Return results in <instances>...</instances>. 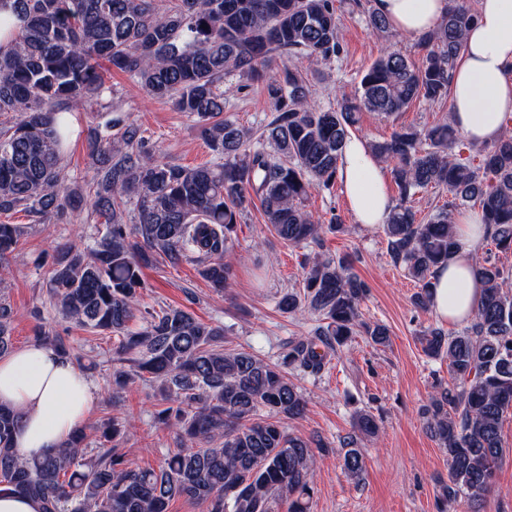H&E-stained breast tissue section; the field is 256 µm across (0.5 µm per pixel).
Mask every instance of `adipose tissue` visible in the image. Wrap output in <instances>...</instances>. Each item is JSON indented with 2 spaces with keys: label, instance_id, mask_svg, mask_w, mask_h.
<instances>
[{
  "label": "adipose tissue",
  "instance_id": "obj_1",
  "mask_svg": "<svg viewBox=\"0 0 512 512\" xmlns=\"http://www.w3.org/2000/svg\"><path fill=\"white\" fill-rule=\"evenodd\" d=\"M393 33L420 39L433 30L448 0H374ZM453 125L472 142L497 140L512 113V0H479L478 18L466 34V49L450 86ZM338 179L357 223L385 224L395 203L380 163L359 137L350 138L339 162ZM458 248L435 269L431 307L441 319L463 324L483 293L474 257L485 235L475 210L456 214ZM95 402L91 381L47 345H26L0 355V404L21 417L14 436L21 454L66 445Z\"/></svg>",
  "mask_w": 512,
  "mask_h": 512
}]
</instances>
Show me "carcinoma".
Segmentation results:
<instances>
[{
	"label": "carcinoma",
	"instance_id": "1",
	"mask_svg": "<svg viewBox=\"0 0 512 512\" xmlns=\"http://www.w3.org/2000/svg\"><path fill=\"white\" fill-rule=\"evenodd\" d=\"M13 0L25 24L11 50H0V214L24 211L63 216L71 202L61 166L68 136L66 108L86 101L112 117L94 129L90 207L105 218L104 233L84 250L71 245L54 258L48 288L62 320L120 336V366L112 391L150 375L167 407L158 418L180 442L159 469H135L118 441L131 420L101 421L97 445L78 430L62 448L30 456L13 447L19 416L0 404V492L29 497L39 512H167L184 497L204 512H309L314 449L322 440L286 432L281 419L306 411L303 393L287 370L319 374L358 333L366 283L342 261L316 258L305 267L302 290L278 302L285 313L309 312L319 324L288 342L277 363L225 345V329L178 308L139 307L141 269L161 258L198 265L212 288L229 287L224 253L238 220L260 200L266 222L290 245H321L337 221L318 224L306 210L311 190L338 179V161L358 113L396 117L416 100L448 98L453 72L465 50L464 35L477 11L468 0H449L448 12L417 44L416 62L384 49L352 95L337 107L310 104V89L292 68L267 71L270 55L327 59L341 49L335 0ZM124 73L149 94L193 117L212 163L184 167L157 159L143 130L103 102L106 78L100 61ZM239 76L264 85L276 115L254 139L224 117L221 85ZM463 136L452 124L402 126L371 145L391 165L399 202L384 233L390 255L421 291L415 304L431 305L432 275L456 252L454 213L476 207L486 238L512 251V136L479 150L481 159L455 149ZM438 188L451 201L420 222L410 201ZM17 228L0 223V261L14 255ZM485 284L473 322L461 334L428 329L423 352L448 361V383L438 384L422 408L425 425L448 456V484L441 503L477 505L493 486L503 459L500 429L512 410V274L491 256L476 260ZM12 311L0 302V354L12 348ZM376 346H386V326H364ZM35 341L66 357L63 337ZM356 435L343 440L342 469L365 470L359 436L378 432L376 418L355 411Z\"/></svg>",
	"mask_w": 512,
	"mask_h": 512
}]
</instances>
